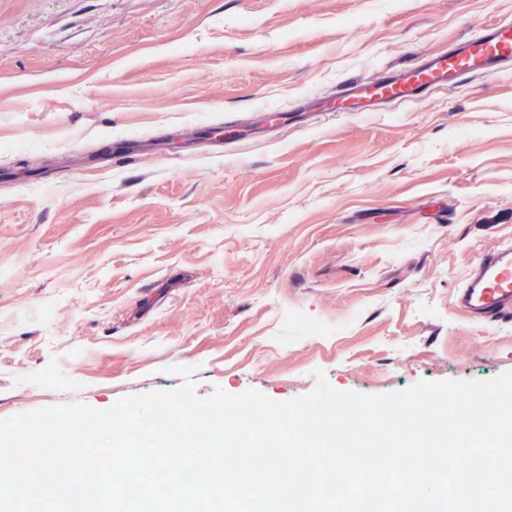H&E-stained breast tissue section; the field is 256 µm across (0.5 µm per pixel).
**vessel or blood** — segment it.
Listing matches in <instances>:
<instances>
[{
	"mask_svg": "<svg viewBox=\"0 0 512 512\" xmlns=\"http://www.w3.org/2000/svg\"><path fill=\"white\" fill-rule=\"evenodd\" d=\"M512 70V24L499 23L478 36L457 42L454 49L405 68L390 69L378 78L352 79L334 98L346 112H375L407 104L434 91L470 81L495 79ZM461 310L485 318L512 312V244L498 247L475 263L456 296Z\"/></svg>",
	"mask_w": 512,
	"mask_h": 512,
	"instance_id": "b4317fda",
	"label": "vessel or blood"
}]
</instances>
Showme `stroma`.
Listing matches in <instances>:
<instances>
[{
  "instance_id": "35a3bbf8",
  "label": "stroma",
  "mask_w": 512,
  "mask_h": 512,
  "mask_svg": "<svg viewBox=\"0 0 512 512\" xmlns=\"http://www.w3.org/2000/svg\"><path fill=\"white\" fill-rule=\"evenodd\" d=\"M509 21L512 0H0V419L183 366L198 395L276 401L317 370L366 394L512 370V315L455 304L512 242V73L270 119Z\"/></svg>"
}]
</instances>
